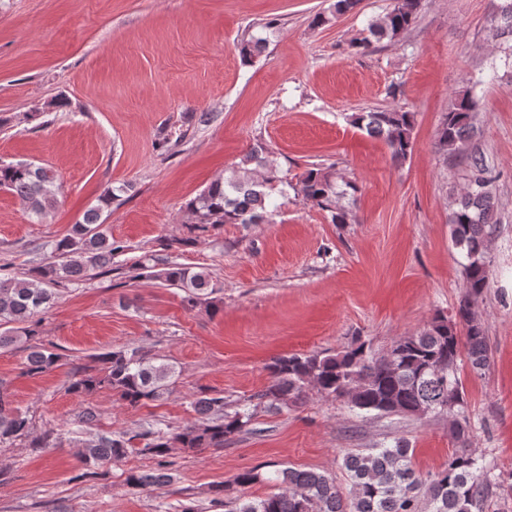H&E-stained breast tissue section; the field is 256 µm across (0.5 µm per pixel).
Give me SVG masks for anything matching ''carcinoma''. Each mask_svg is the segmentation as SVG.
Wrapping results in <instances>:
<instances>
[{"label": "carcinoma", "mask_w": 512, "mask_h": 512, "mask_svg": "<svg viewBox=\"0 0 512 512\" xmlns=\"http://www.w3.org/2000/svg\"><path fill=\"white\" fill-rule=\"evenodd\" d=\"M420 3L391 0L386 13L368 23L354 46L366 52L384 39L397 40L416 23ZM359 4L360 0H335L329 14H317L315 22L326 25ZM492 37L512 42V0H506L502 7ZM264 48V39L250 38L240 43L239 51L247 60ZM476 112V101L463 93L436 132L438 151L460 159L469 171L467 186L455 199L449 216L452 241L464 260L465 293L453 317L436 313L422 331L399 337L383 353L359 340L334 354L279 357L267 365L270 381L254 395L256 403L252 406L231 411L224 395L205 393L193 403L201 419L181 428L148 426L130 437L124 433L100 434L79 451L83 475H95L103 464L125 457L132 441L137 440V453L155 460L156 467L130 471L127 484L140 489L170 485L174 482L168 460L171 449H222L232 438L249 431L257 410L279 412L283 406L303 401L307 391L314 389L324 397L346 402L353 410L374 411L385 417L444 416L458 448L448 463L426 476L414 469L413 449L403 439L386 447L349 451L341 463L350 485L346 496L334 478L317 470H246L237 474L233 483L212 487V501L224 507V512H486L504 481L467 447L469 418L459 376L461 356H467L477 372L484 370L490 359L488 336L477 306L489 288L492 224L498 203L491 190L494 177L486 155L473 141ZM350 122L383 139L396 160L404 161L413 153L412 112L401 108L357 112L351 114ZM285 185L304 204L325 212L331 223L355 221L353 211L341 200L357 188L340 180L333 167L308 168L292 184L281 175L265 147L259 146L251 149L230 175L214 180L186 204L187 223L195 236L181 239L179 244L195 242L214 224L268 222L276 209L274 196L284 193ZM0 189L10 192L38 220L57 204L54 176L31 162H1ZM121 191V187L105 188L99 204L89 208L67 235L52 243L50 257L32 267L28 277L0 275V347L26 344V375L38 376L58 367L60 354L35 342L39 316L54 304L57 286L64 281L77 283L90 271L111 272L113 259L125 251L102 219L103 209L118 200ZM131 269L138 278H154L181 290L182 303L189 310L221 291L207 268L186 267L155 252L144 253ZM175 374L174 366L139 349L112 350L94 357L93 364L82 366L68 391L89 395L108 390L127 406H144L169 393ZM31 434L32 419L12 408L10 396L1 389L0 447ZM260 482L271 484L276 491L261 498L238 494V489Z\"/></svg>", "instance_id": "cac0c4a2"}]
</instances>
